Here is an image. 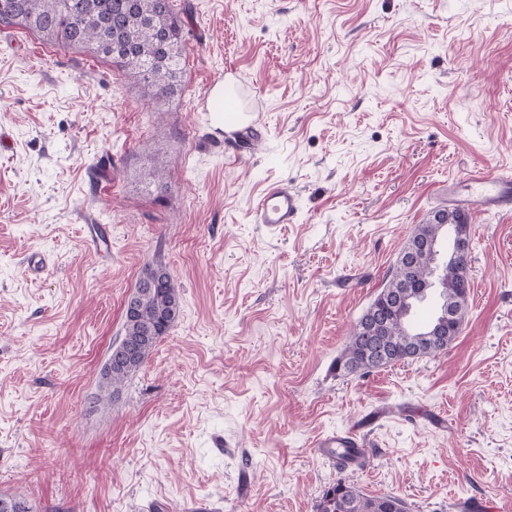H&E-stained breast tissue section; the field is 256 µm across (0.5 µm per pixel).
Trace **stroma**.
<instances>
[{
    "label": "stroma",
    "instance_id": "1",
    "mask_svg": "<svg viewBox=\"0 0 512 512\" xmlns=\"http://www.w3.org/2000/svg\"><path fill=\"white\" fill-rule=\"evenodd\" d=\"M184 87L0 30V496L31 512H317L344 480L407 512H512V216L471 213L447 351L336 366L413 229L512 171V0H172ZM230 72L211 140L197 98ZM279 182L297 223L254 203ZM48 260L38 275L28 259ZM167 268L182 317L112 399L124 302ZM358 427L360 465L318 437ZM258 119L253 121L244 123L239 126L230 127L229 129L216 127L214 128V133L212 134L213 140L216 142H222L224 140V135L228 139L239 140V141H248L247 139H251L256 135L257 132ZM299 210L297 192L288 185L274 183L267 187L257 204L256 221L267 233L274 234L284 224L297 223Z\"/></svg>",
    "mask_w": 512,
    "mask_h": 512
}]
</instances>
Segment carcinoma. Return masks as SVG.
I'll use <instances>...</instances> for the list:
<instances>
[{"mask_svg":"<svg viewBox=\"0 0 512 512\" xmlns=\"http://www.w3.org/2000/svg\"><path fill=\"white\" fill-rule=\"evenodd\" d=\"M14 26L26 28L51 44L80 48L129 70L134 86L151 100H168L181 90L184 21L172 12L171 0H0V29ZM437 214L440 218L415 227V238H448L449 226L457 220L449 218L446 209ZM437 268L436 253L425 254L419 249L409 263L393 266L380 291L385 299L373 302L366 311V315L377 316L388 325V334L375 336L376 342L387 349V358L374 363L372 369L402 360L408 335L418 329L412 320L413 310L403 312L390 300L392 290L420 294L413 305L430 300L439 316L446 306L458 308L461 291L456 288L452 268H442L437 286L430 287ZM141 289L146 292L145 300L137 314H124L121 339V343L133 346L135 358L102 374L101 390L106 398L143 364L159 336L180 317V297L171 277L157 288L144 289L139 282L135 290ZM367 348L368 339L358 325L338 358L337 367L347 373L367 372L362 366ZM319 512H406V504L397 496L366 495L340 481L326 490Z\"/></svg>","mask_w":512,"mask_h":512,"instance_id":"carcinoma-1","label":"carcinoma"}]
</instances>
